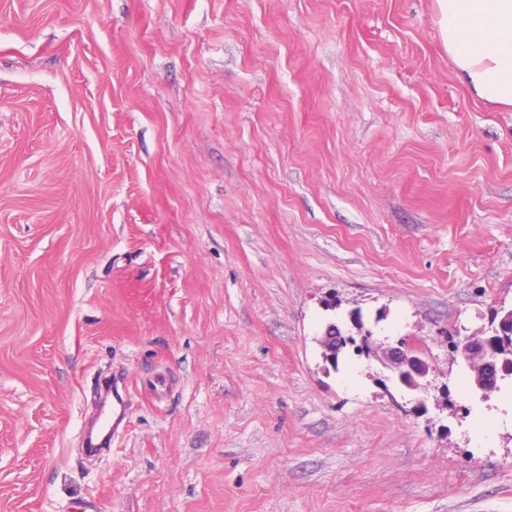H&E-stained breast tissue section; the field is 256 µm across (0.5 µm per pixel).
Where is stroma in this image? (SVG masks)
<instances>
[{
  "label": "stroma",
  "mask_w": 512,
  "mask_h": 512,
  "mask_svg": "<svg viewBox=\"0 0 512 512\" xmlns=\"http://www.w3.org/2000/svg\"><path fill=\"white\" fill-rule=\"evenodd\" d=\"M435 0H0V512H512L449 337L512 309V109ZM409 337L389 383L328 326ZM129 379L111 451L82 432ZM370 353L392 372L400 385L409 389L418 388V379L425 378L429 372L427 363L400 340L397 346L381 344L376 347L375 354Z\"/></svg>",
  "instance_id": "1"
}]
</instances>
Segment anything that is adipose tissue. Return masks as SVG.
Listing matches in <instances>:
<instances>
[{"label": "adipose tissue", "instance_id": "ef3b65f1", "mask_svg": "<svg viewBox=\"0 0 512 512\" xmlns=\"http://www.w3.org/2000/svg\"><path fill=\"white\" fill-rule=\"evenodd\" d=\"M436 25L471 93L512 107V0H436Z\"/></svg>", "mask_w": 512, "mask_h": 512}]
</instances>
